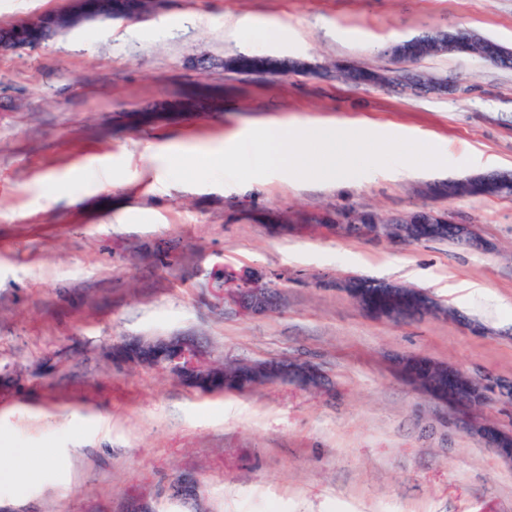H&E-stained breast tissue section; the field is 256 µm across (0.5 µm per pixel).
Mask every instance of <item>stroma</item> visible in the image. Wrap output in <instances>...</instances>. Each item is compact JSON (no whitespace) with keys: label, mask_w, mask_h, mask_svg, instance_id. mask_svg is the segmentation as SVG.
<instances>
[{"label":"stroma","mask_w":512,"mask_h":512,"mask_svg":"<svg viewBox=\"0 0 512 512\" xmlns=\"http://www.w3.org/2000/svg\"><path fill=\"white\" fill-rule=\"evenodd\" d=\"M242 15L278 24L287 45L230 34ZM138 24L136 39L108 19L0 52V471L25 449L52 458L0 482V512H185L172 496L184 474L200 512H512V464L394 368L414 355L512 379V198L422 194L512 171V69L438 54L417 67L451 91L424 95L339 75L395 72L384 47L436 29L512 49V0H165ZM236 53L311 69L225 71ZM326 122L428 138L450 164L406 180L386 166L332 181L169 178L167 155ZM53 182L68 194L47 198ZM423 205L451 207L492 250L295 228ZM227 269L264 274L281 305L239 316L215 289ZM347 275L427 291L482 329L378 320L318 285ZM169 336L203 337L229 364L309 361L329 384L205 395L112 361L114 343Z\"/></svg>","instance_id":"35a3bbf8"}]
</instances>
